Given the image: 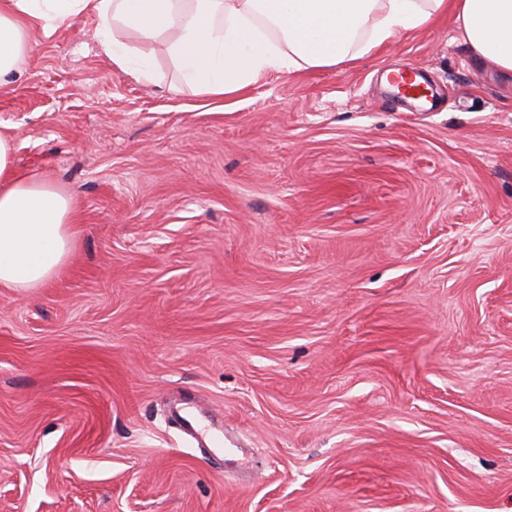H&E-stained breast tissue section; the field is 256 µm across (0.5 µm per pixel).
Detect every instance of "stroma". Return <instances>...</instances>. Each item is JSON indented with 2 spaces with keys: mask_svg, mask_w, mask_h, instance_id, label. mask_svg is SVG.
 <instances>
[{
  "mask_svg": "<svg viewBox=\"0 0 512 512\" xmlns=\"http://www.w3.org/2000/svg\"><path fill=\"white\" fill-rule=\"evenodd\" d=\"M95 32L35 31L0 86L19 173L78 210L59 275L0 288V512H512V79L450 17L221 100ZM174 417L184 433L195 439H207L211 447L209 448L210 453L216 457H223V430L217 428L213 421L198 420L185 409L176 410Z\"/></svg>",
  "mask_w": 512,
  "mask_h": 512,
  "instance_id": "obj_1",
  "label": "stroma"
}]
</instances>
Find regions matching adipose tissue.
I'll use <instances>...</instances> for the list:
<instances>
[{
	"mask_svg": "<svg viewBox=\"0 0 512 512\" xmlns=\"http://www.w3.org/2000/svg\"><path fill=\"white\" fill-rule=\"evenodd\" d=\"M452 14L473 56L512 77V0H0V80L17 72L34 29L92 16L114 67L127 72V37H175L168 51L185 83L224 97L276 71L353 64L402 34ZM72 196L20 175L0 133V288L45 285L72 249Z\"/></svg>",
	"mask_w": 512,
	"mask_h": 512,
	"instance_id": "adipose-tissue-1",
	"label": "adipose tissue"
}]
</instances>
